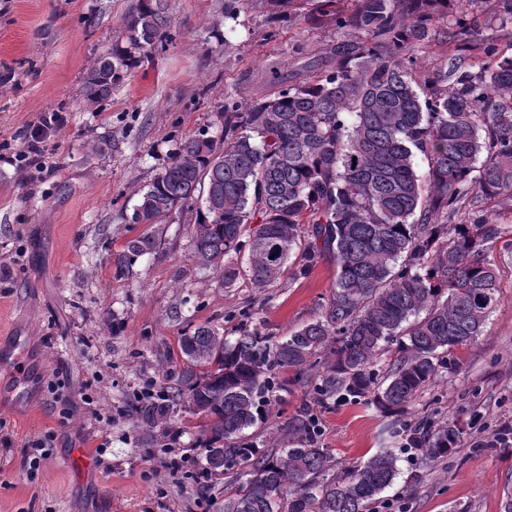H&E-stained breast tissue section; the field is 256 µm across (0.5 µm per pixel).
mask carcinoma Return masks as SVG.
<instances>
[{
    "instance_id": "carcinoma-1",
    "label": "carcinoma",
    "mask_w": 512,
    "mask_h": 512,
    "mask_svg": "<svg viewBox=\"0 0 512 512\" xmlns=\"http://www.w3.org/2000/svg\"><path fill=\"white\" fill-rule=\"evenodd\" d=\"M274 20L345 34L328 64L301 84L245 105L224 104V129L187 138L141 191L143 223L194 216L193 258L263 290L293 256L306 276L328 257L333 292L319 313L280 340L243 315L239 336L202 324L181 340L178 387L152 417L183 403L204 419L209 465L226 478L224 512H371L398 473L381 448L340 474L321 444L319 414L341 397L387 419L383 432L427 459L453 452L448 423H402L398 415L442 370L448 353L482 335L500 296L489 259L506 229L491 205L512 202V42L483 38L473 0H263ZM166 0H136L126 40L89 68L84 101L100 104L127 73L172 39ZM448 46L444 63L421 70L418 52ZM427 161L425 175L416 155ZM159 247L143 232L114 260L122 275ZM395 358L382 365L388 348ZM315 381L313 403L280 427L283 447L259 446L246 430L268 418L280 374Z\"/></svg>"
}]
</instances>
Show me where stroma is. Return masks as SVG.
Wrapping results in <instances>:
<instances>
[{"mask_svg": "<svg viewBox=\"0 0 512 512\" xmlns=\"http://www.w3.org/2000/svg\"><path fill=\"white\" fill-rule=\"evenodd\" d=\"M136 0H0V348L24 341L41 371L25 401L10 392L16 370L0 368V512H224V483L196 475L203 420L175 406L167 424L146 429L154 396L183 366L184 333L209 323L235 339L244 313L282 338L313 318L331 294L332 260L306 277L285 273L266 291L197 265L188 214L154 225L160 247L115 274L114 257L142 232L130 223L138 190L179 144L200 130L220 136L225 103H246L273 81H304L308 62H328L332 25L287 27L262 0H168L174 38L134 69L103 105L81 97L93 62L123 37ZM49 112L67 123L46 140L50 171L21 162L30 128ZM500 300L481 336L456 348L453 364L409 404L461 431L455 455L429 462L403 451L380 505L405 512H503L512 493V447L491 445L512 426V257L493 251ZM311 398L297 383L276 392L258 443ZM321 442L337 468L383 445L385 421L342 400L321 412ZM95 459L80 479L74 453ZM179 471L168 467L170 459Z\"/></svg>", "mask_w": 512, "mask_h": 512, "instance_id": "stroma-1", "label": "stroma"}]
</instances>
